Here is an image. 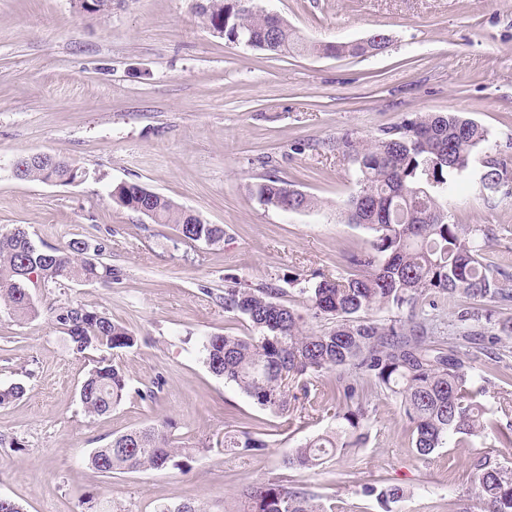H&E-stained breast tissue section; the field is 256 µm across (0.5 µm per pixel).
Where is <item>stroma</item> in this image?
<instances>
[{"instance_id": "1", "label": "stroma", "mask_w": 512, "mask_h": 512, "mask_svg": "<svg viewBox=\"0 0 512 512\" xmlns=\"http://www.w3.org/2000/svg\"><path fill=\"white\" fill-rule=\"evenodd\" d=\"M192 3L127 0L91 20L71 0H0V232L22 227L51 247L94 238L120 272L109 286L36 289L43 312L32 320L0 311V387L26 388L0 406V436L20 443L0 447V497L22 512H81L91 497L123 512L180 502L240 512L245 485L283 473L335 512H382L360 492L374 481L406 490L393 512H460L474 502L476 461L512 470V448L488 454L453 444L418 458L399 401L382 394L369 402L363 448L313 469H284L292 448L335 424V373L312 379L308 398L276 415L212 375L200 343L251 333L225 312V289L277 288L280 302L301 312V280L348 275L350 256L370 248L372 232L341 209L355 179L330 141L454 112L482 124L493 142L512 138V0H256L310 41L392 36L366 58L266 55L209 33ZM33 152L78 160L88 177L75 185L16 178L15 159ZM269 175L317 208L260 204L254 187ZM122 182L223 226V241L184 245L176 225L112 201ZM448 214L489 227L484 260L512 274V196L487 198L469 174ZM60 304L106 313L134 332L135 346L112 361L132 387L155 389V399L133 395L89 418L79 387L91 364L56 327L48 308ZM167 419L183 439L214 443L260 422L267 447L247 457L216 449L181 470L105 478L90 467L91 451L113 435Z\"/></svg>"}]
</instances>
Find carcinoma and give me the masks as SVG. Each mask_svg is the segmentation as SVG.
Listing matches in <instances>:
<instances>
[{
    "instance_id": "cac0c4a2",
    "label": "carcinoma",
    "mask_w": 512,
    "mask_h": 512,
    "mask_svg": "<svg viewBox=\"0 0 512 512\" xmlns=\"http://www.w3.org/2000/svg\"><path fill=\"white\" fill-rule=\"evenodd\" d=\"M193 10L224 40L274 55L364 57L378 54L391 42L383 31L348 42L307 41L284 19L251 7L249 0H202ZM336 150L356 174L357 190L345 202V213L349 221L372 231L374 240L369 250L351 256L356 273L322 275L300 289L312 317H329L334 326L307 333L304 317L275 301L274 289L226 288L224 312L247 320L253 335L206 337L203 363L276 414L288 410L292 386L305 391L312 377L348 372L337 378L334 389V397L345 404L344 412L336 415L338 423L294 448L283 460L287 468L318 467L360 447L369 430L364 403L381 391L400 400L413 425L411 447L420 457L453 439L473 445L489 434L499 447L512 448V424L502 426L481 402L490 393L501 395L503 387L448 346L449 326L434 314L417 312L420 301L431 294L488 306L512 302V276L484 262L489 230L448 219V196L462 176L477 174L480 188L490 194L512 182L500 149L491 143L488 130L470 118L428 114L374 138L347 133L336 142ZM24 166L23 179L42 183L68 185L86 173L79 161L59 156L53 162ZM254 193L261 204L281 212L317 206L312 197L274 176L256 184ZM111 196L133 212L148 209L156 224L177 225L184 244L214 245L224 238L223 226L205 222L140 183H120ZM105 250L104 243L87 237L44 250L22 228L0 233V308L20 320L40 315L27 297V266L37 268L44 286L112 285V264L85 260L88 254L102 255ZM374 308L395 310L398 316L380 323L367 317ZM50 314L71 351L92 362L79 391L87 416L112 413L132 393L143 400L154 398L152 390L131 387L126 373L112 363L113 353L136 344V336L125 325L79 305L64 304L50 309ZM455 321L471 343L485 345L487 316L461 304ZM172 429L174 423L168 420L114 436L90 453L88 463L110 477L116 471L164 470L176 465L178 457L189 460L196 452L212 450L203 441L193 448L177 445ZM259 435L245 427L224 437V449L245 455L261 452L267 444ZM470 479L483 512H512L511 472L486 459L476 465ZM361 493L385 509L405 496L399 486L375 483L362 484ZM243 497L246 512H327L319 495L289 486L281 476L247 486Z\"/></svg>"
}]
</instances>
